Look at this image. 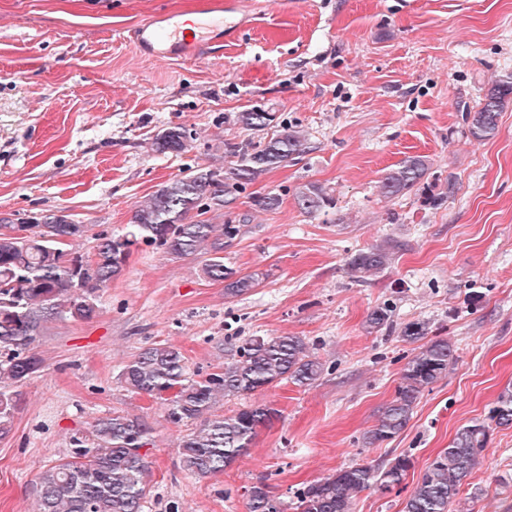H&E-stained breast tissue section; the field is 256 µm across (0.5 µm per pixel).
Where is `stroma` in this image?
<instances>
[{"label": "stroma", "mask_w": 512, "mask_h": 512, "mask_svg": "<svg viewBox=\"0 0 512 512\" xmlns=\"http://www.w3.org/2000/svg\"><path fill=\"white\" fill-rule=\"evenodd\" d=\"M205 2L0 0V217L17 224L65 211L90 229L84 255L95 235L125 229L163 183L224 169L225 141L253 136L235 113H273L308 138L306 153L209 215L214 224L249 216L224 251L239 274H258L249 293L231 297L204 280L202 257L142 244L101 291L94 318L45 323L34 350L46 368L24 384L12 431L0 438V512H36L41 472L66 454L72 433L112 411L152 427L145 512H248L257 483L287 502L340 468L407 452L414 467L400 487L362 492L353 505L401 512L427 463L460 427L487 419L512 385V103L488 140L473 139L462 118L512 72V0H228L245 27L199 56L148 59L131 44L142 18ZM177 124L192 134L188 152L153 151L155 135ZM409 156L426 157L437 184L454 179L440 207L417 189L381 194V177ZM310 182L334 208L298 207L295 193ZM269 193L280 207L260 210L254 197ZM386 242L396 246L387 274L354 281L347 257ZM386 302L394 331H369V311ZM409 322L448 339L454 361L398 437L363 447L413 354L397 334ZM280 335L302 337L326 370L305 389L284 382L221 400L220 414L265 403L281 416L212 478L181 466L177 442L188 428L168 421L164 401L117 380L155 343L207 374L245 338ZM506 501L512 428L496 427L455 506L503 512Z\"/></svg>", "instance_id": "stroma-1"}]
</instances>
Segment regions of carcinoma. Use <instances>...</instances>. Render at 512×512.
Wrapping results in <instances>:
<instances>
[{
  "label": "carcinoma",
  "instance_id": "cac0c4a2",
  "mask_svg": "<svg viewBox=\"0 0 512 512\" xmlns=\"http://www.w3.org/2000/svg\"><path fill=\"white\" fill-rule=\"evenodd\" d=\"M512 101V73L497 79L482 106L466 113L470 135L483 140L495 135L500 112ZM274 116L248 109L234 122L254 131L257 142H226L231 158L224 170L198 168L175 178L135 207L132 224L118 235L95 236L93 258L72 251L87 236L85 224H64L54 213L42 214L33 224H0V438L12 430L20 387L44 370L32 351L44 323L57 318L90 320L98 309L99 291L122 275L132 247L144 243L176 257L205 255L204 279L224 283L225 292L241 296L258 284L224 263V248L241 233L242 223L212 224L204 215L229 207L247 187L267 171L288 164L306 152V138L298 127L281 123L268 132ZM191 133L169 126L156 134L152 150L181 153ZM430 164L420 156L404 159L380 181L388 197L420 185ZM296 203L309 214L332 208L333 198L319 184L308 183L296 192ZM393 247L379 245L350 255L348 274L359 281L382 276L391 267ZM388 304L367 315L370 330L393 329ZM402 340L415 343L425 327L408 323ZM454 361L446 339L430 340L415 349L401 372L395 398L378 411L375 424L362 435L364 447L390 441L407 427L422 392L435 383ZM325 364L299 336H253L236 347L230 361L204 376L190 372L176 347L153 344L143 348L118 374L127 391L167 402V416L175 424H197L183 435L178 453L184 469L206 477L224 472L250 448L259 428L279 417L266 405L246 406L232 415L215 412L229 396H249L283 382L306 388L324 374ZM497 427L512 426V387H505L489 411ZM151 427L138 415L114 411L95 418L89 430L73 435L69 451L45 469L34 487L37 512H144L150 489L145 480ZM491 436V425L472 422L459 428L447 448L427 463L404 501L401 512H451L461 487L480 464ZM414 468L411 455L401 453L384 463L348 466L295 493L286 505L260 483L248 490V512H352L354 497L366 490L383 493L401 485Z\"/></svg>",
  "mask_w": 512,
  "mask_h": 512
}]
</instances>
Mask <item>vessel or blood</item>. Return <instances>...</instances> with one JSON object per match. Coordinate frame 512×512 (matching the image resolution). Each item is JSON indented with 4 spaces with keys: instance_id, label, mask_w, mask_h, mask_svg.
Wrapping results in <instances>:
<instances>
[{
    "instance_id": "vessel-or-blood-1",
    "label": "vessel or blood",
    "mask_w": 512,
    "mask_h": 512,
    "mask_svg": "<svg viewBox=\"0 0 512 512\" xmlns=\"http://www.w3.org/2000/svg\"><path fill=\"white\" fill-rule=\"evenodd\" d=\"M236 28L233 17L221 12L197 14L190 31L180 16L157 13L139 22L131 37L145 57L182 58L194 55L204 45L223 40L225 31Z\"/></svg>"
}]
</instances>
